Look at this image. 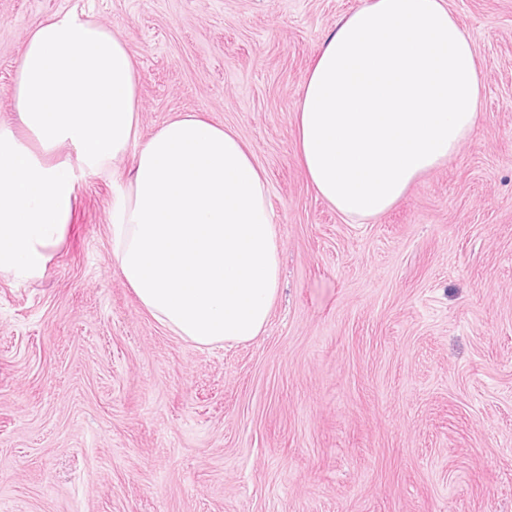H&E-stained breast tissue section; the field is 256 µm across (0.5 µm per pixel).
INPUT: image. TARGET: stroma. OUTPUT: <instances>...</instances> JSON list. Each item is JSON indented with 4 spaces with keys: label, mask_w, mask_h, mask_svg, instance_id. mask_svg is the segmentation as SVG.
I'll use <instances>...</instances> for the list:
<instances>
[{
    "label": "stroma",
    "mask_w": 512,
    "mask_h": 512,
    "mask_svg": "<svg viewBox=\"0 0 512 512\" xmlns=\"http://www.w3.org/2000/svg\"><path fill=\"white\" fill-rule=\"evenodd\" d=\"M478 124L389 212L345 218L294 112L363 0H0V117L28 33L90 15L127 45L141 135L194 112L269 182L281 286L260 336L199 347L112 256L111 176L79 175L44 276L0 273V512H512V0H447Z\"/></svg>",
    "instance_id": "1"
}]
</instances>
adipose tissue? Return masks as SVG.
<instances>
[{"mask_svg":"<svg viewBox=\"0 0 512 512\" xmlns=\"http://www.w3.org/2000/svg\"><path fill=\"white\" fill-rule=\"evenodd\" d=\"M473 45L446 0H366L339 20L302 85L299 156L317 194L377 217L470 138L480 112ZM125 43L65 12L28 35L0 121V272L40 278L63 240L78 172L134 152L112 204V255L163 327L200 346L246 343L279 293L269 185L239 135L184 114L140 138ZM71 144L75 159L59 157Z\"/></svg>","mask_w":512,"mask_h":512,"instance_id":"1","label":"adipose tissue"}]
</instances>
